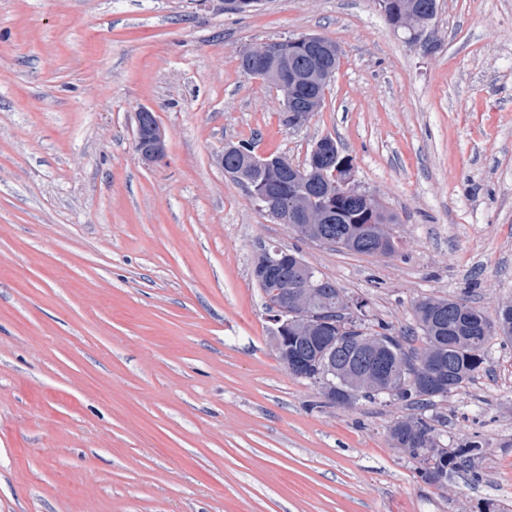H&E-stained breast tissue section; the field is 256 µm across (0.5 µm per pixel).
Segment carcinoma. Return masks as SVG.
<instances>
[{
    "mask_svg": "<svg viewBox=\"0 0 512 512\" xmlns=\"http://www.w3.org/2000/svg\"><path fill=\"white\" fill-rule=\"evenodd\" d=\"M378 3L385 20L394 29L404 30L400 20L405 0H378ZM241 149L254 151L248 142L229 143L224 147V173L229 176L238 166ZM269 158L275 164L272 171L253 174L244 181L233 176L234 181L247 186L259 209L266 210V196L285 202L296 213L319 212L332 201L334 210L330 211L327 222L292 224L289 229L306 239L326 230L327 244L357 254L372 256L379 250L391 255L396 251L394 214L386 209L374 213L345 196L343 181L347 171L315 165L311 154L301 165L275 154ZM279 259L282 276L291 280L305 274L318 283V293L313 297L316 310L334 311L333 323L317 325L308 336H293L288 352L276 353L281 364H287L299 354L314 361L323 343L337 336H372L377 340L375 353L354 345L344 356L332 358L330 366L312 364L306 379L315 386L320 383L319 374L324 373L336 388L351 392L355 403L362 399H389L411 407L414 413L394 422L390 431H396L401 422L405 424L400 431L404 453L415 460L420 476L431 484H439L450 473L483 455L485 443L480 440L456 448L445 446L426 411L436 400L461 389L482 368L486 348L494 337L512 338V308L490 314L463 298L425 297L414 305L417 328L397 334L389 325L370 318L367 309L355 316L339 307L336 283L307 264L298 253L285 249ZM417 332L422 347L406 350L405 345L415 340ZM435 368L443 370L449 387L434 392L419 388L418 379Z\"/></svg>",
    "mask_w": 512,
    "mask_h": 512,
    "instance_id": "carcinoma-1",
    "label": "carcinoma"
}]
</instances>
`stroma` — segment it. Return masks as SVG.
<instances>
[{
	"label": "stroma",
	"instance_id": "35a3bbf8",
	"mask_svg": "<svg viewBox=\"0 0 512 512\" xmlns=\"http://www.w3.org/2000/svg\"><path fill=\"white\" fill-rule=\"evenodd\" d=\"M306 34L340 59L291 129L240 57ZM326 136L397 215L393 255L299 237L217 162L246 140L297 164ZM264 246L398 331L424 296L512 302V0H438L417 43L376 0H0V512L512 506V342L432 407L445 445L486 443L438 488L390 443L401 402L331 404L277 360ZM149 112L153 113L150 109L141 108L136 114L135 142L142 161L146 164H154L165 158L167 141L165 130L159 123L158 128L145 125V117ZM146 128H148V132Z\"/></svg>",
	"mask_w": 512,
	"mask_h": 512
}]
</instances>
